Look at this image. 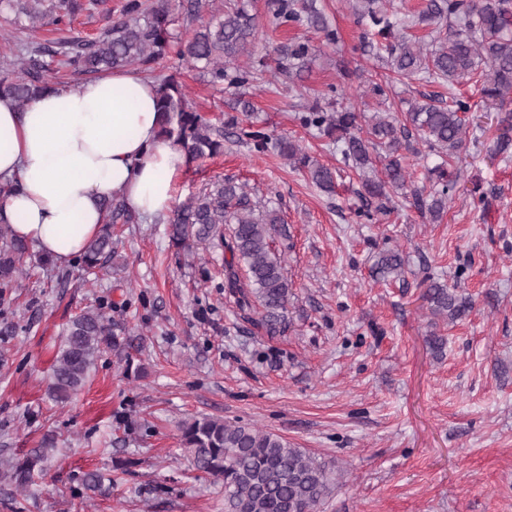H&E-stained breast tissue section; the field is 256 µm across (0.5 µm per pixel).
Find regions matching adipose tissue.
<instances>
[{"label":"adipose tissue","instance_id":"1","mask_svg":"<svg viewBox=\"0 0 512 512\" xmlns=\"http://www.w3.org/2000/svg\"><path fill=\"white\" fill-rule=\"evenodd\" d=\"M158 128L155 86L132 70L46 92L22 111L0 98V184L17 186L0 196V222L66 264L99 234L105 195L148 218L170 211L184 157Z\"/></svg>","mask_w":512,"mask_h":512}]
</instances>
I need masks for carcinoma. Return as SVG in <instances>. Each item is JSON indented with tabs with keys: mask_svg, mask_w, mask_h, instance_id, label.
<instances>
[{
	"mask_svg": "<svg viewBox=\"0 0 512 512\" xmlns=\"http://www.w3.org/2000/svg\"><path fill=\"white\" fill-rule=\"evenodd\" d=\"M35 24L46 18L55 26H67L71 18L92 11L103 0H0ZM202 8V0H126L122 19L87 40L59 39L31 41L26 53L14 62V73L0 78V96L20 109L38 94L53 89L52 70L45 58L60 59V64L91 78L106 70L150 69L160 58L173 52L193 66H201L206 81L214 87L240 88L255 79L250 67L234 62L248 50L256 26V15L243 0L224 10V15L208 22L186 40L170 32L175 15L192 20ZM277 26L304 27L323 34L326 43L336 44L338 32L326 23L315 0H268ZM352 8L376 28L374 38H364L363 51L385 61L388 69L403 78L416 77L429 83L448 86V104L422 96L408 102L405 119L390 112H376L361 124V113L343 105L346 89H333L336 102L321 106L299 105L300 124L316 129L336 144L340 162L360 176L359 196L363 206L358 214L372 220L387 215L393 197H411L417 209L433 221L442 218L448 199L457 191L458 175L448 172V160L462 150L467 130L461 114L472 104L455 93V87L471 81L481 86L484 102L507 109L506 96L512 92V0H427L424 8L403 19L386 8V0H353ZM424 24L432 27L433 39L426 44L409 33ZM314 47L307 40L292 38L277 47L275 73L293 80L308 64ZM159 137L176 145L186 161L224 153V139L247 140L257 153H274L292 167L306 172L321 191H335V172L311 159L299 146L253 126H243L251 104L237 98L217 126L193 108L182 86L172 77L156 81ZM508 116L500 121L494 150L506 152L512 145ZM417 134L429 151L441 157V164L429 172V194L412 184L402 151L412 149V134ZM383 162V176L370 175L376 161ZM106 223L101 233L90 240L79 256V264L93 270L117 256L111 226L136 223L135 212L123 200L109 194L101 203ZM169 239L176 247L190 249L219 239L228 257L224 258V291L240 310L261 307L254 326L269 336L287 328L286 312L290 296L284 257L272 248L281 234L284 220L279 209L265 208L255 214V203L245 186L232 178L210 186L188 198L167 217ZM231 225L229 237L222 226ZM29 244L14 236L7 224L0 225V288L12 287L22 271ZM246 277H240L239 265ZM400 253L383 251L374 267L382 280L402 276ZM423 292L431 314L452 323L462 319L471 302L456 288L440 284L431 277ZM131 342L114 335L112 319L104 304L72 318L60 347L47 386L50 399L68 401L86 384L90 371L107 349L124 352L131 361ZM181 447L192 469L224 484V512H319L322 503L336 487L334 471L303 448H295L283 437L261 431L248 423H231L212 417H193L181 424ZM57 440L44 436L39 447L9 464L5 479L25 489L45 475L50 452ZM74 491L104 496L112 488V477L99 471L85 472L76 478Z\"/></svg>",
	"mask_w": 512,
	"mask_h": 512,
	"instance_id": "cac0c4a2",
	"label": "carcinoma"
}]
</instances>
